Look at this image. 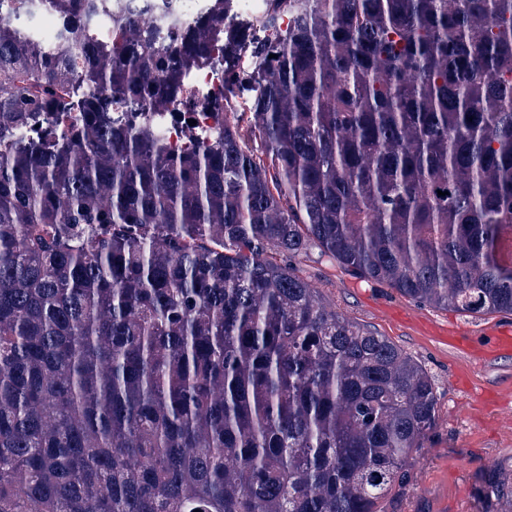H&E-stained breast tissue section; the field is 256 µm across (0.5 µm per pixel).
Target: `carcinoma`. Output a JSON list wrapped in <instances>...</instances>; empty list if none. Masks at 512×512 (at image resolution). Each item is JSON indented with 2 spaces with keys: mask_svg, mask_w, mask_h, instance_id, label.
I'll use <instances>...</instances> for the list:
<instances>
[{
  "mask_svg": "<svg viewBox=\"0 0 512 512\" xmlns=\"http://www.w3.org/2000/svg\"><path fill=\"white\" fill-rule=\"evenodd\" d=\"M227 2L161 44L143 0H44L41 43L0 15V512H385L432 377L273 250L512 312V0H275L254 129L217 100L173 149ZM475 496L512 512V468Z\"/></svg>",
  "mask_w": 512,
  "mask_h": 512,
  "instance_id": "1",
  "label": "carcinoma"
}]
</instances>
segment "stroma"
I'll list each match as a JSON object with an SVG mask.
<instances>
[{
  "mask_svg": "<svg viewBox=\"0 0 512 512\" xmlns=\"http://www.w3.org/2000/svg\"><path fill=\"white\" fill-rule=\"evenodd\" d=\"M288 265L319 292L331 309L386 337L430 373L437 395V427L409 469L386 512H476V477L491 466L512 465V406L486 412L466 405L463 382L512 394V357L481 361L461 355L434 337L437 323L476 335L493 325H512V313L469 315L412 300L381 283L341 268L316 245L284 255Z\"/></svg>",
  "mask_w": 512,
  "mask_h": 512,
  "instance_id": "1",
  "label": "stroma"
}]
</instances>
